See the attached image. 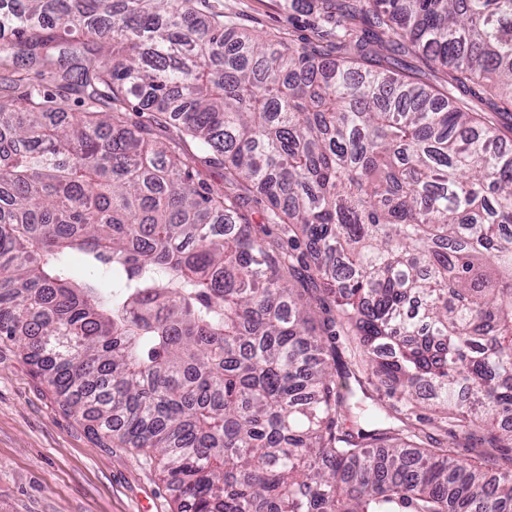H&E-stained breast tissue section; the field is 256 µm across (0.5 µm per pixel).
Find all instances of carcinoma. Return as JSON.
Listing matches in <instances>:
<instances>
[{
    "instance_id": "obj_1",
    "label": "carcinoma",
    "mask_w": 512,
    "mask_h": 512,
    "mask_svg": "<svg viewBox=\"0 0 512 512\" xmlns=\"http://www.w3.org/2000/svg\"><path fill=\"white\" fill-rule=\"evenodd\" d=\"M393 46L447 91L386 67ZM11 55L85 111L0 101V338L178 512H512V474L455 452L512 451V0H349L302 41L198 0H0ZM131 106H134V103L130 104V106H129L130 112H131ZM142 112H144V113H142ZM131 117L133 120H136V121H139L146 125H149L151 128V133L153 134L154 140L170 144V146H173L171 144V142H172L171 140H173L177 149H179L178 151L180 153L184 152V153L192 155V152H195L193 145L189 141L183 142L182 140H179L175 129H173L172 127H169V126H162V125H159L156 122H154L151 112H149L147 110H145V111L141 110L140 114L131 112Z\"/></svg>"
}]
</instances>
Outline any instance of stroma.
<instances>
[{
  "mask_svg": "<svg viewBox=\"0 0 512 512\" xmlns=\"http://www.w3.org/2000/svg\"><path fill=\"white\" fill-rule=\"evenodd\" d=\"M208 3L261 39H297L317 24L315 15L291 10L289 0ZM36 83L68 113L83 112L77 86L35 79L21 62L0 65V97L18 99ZM176 499L141 453L95 436L62 407L19 346L0 341V512H176Z\"/></svg>",
  "mask_w": 512,
  "mask_h": 512,
  "instance_id": "35a3bbf8",
  "label": "stroma"
}]
</instances>
